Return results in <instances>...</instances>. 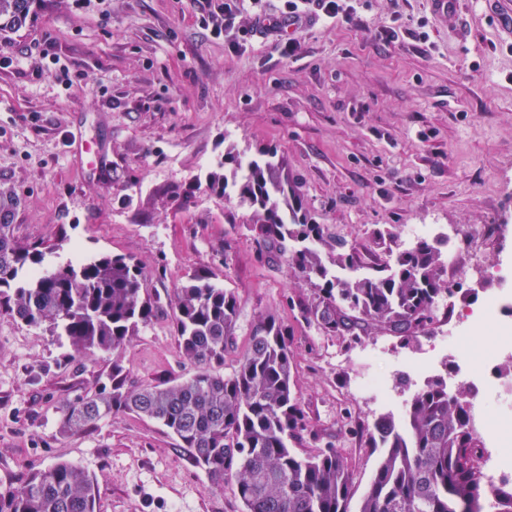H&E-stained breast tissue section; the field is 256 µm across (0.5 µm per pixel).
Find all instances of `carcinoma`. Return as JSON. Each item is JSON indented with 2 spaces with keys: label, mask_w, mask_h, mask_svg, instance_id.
I'll list each match as a JSON object with an SVG mask.
<instances>
[{
  "label": "carcinoma",
  "mask_w": 512,
  "mask_h": 512,
  "mask_svg": "<svg viewBox=\"0 0 512 512\" xmlns=\"http://www.w3.org/2000/svg\"><path fill=\"white\" fill-rule=\"evenodd\" d=\"M34 0H0V38L26 25ZM206 186L250 211L257 259L285 261L312 287L304 319L330 336L379 328L409 341L429 332L441 300L463 291L443 278L446 256L435 240L409 242L393 229L375 233L389 260L370 272L341 278L332 264L362 266L355 249L317 224L303 206L284 162L271 152L243 162L229 148ZM18 198L0 191V311L29 326L48 325L77 354H112L110 386L66 402L60 432L93 428L117 412L154 420L188 449L211 488L232 483L243 512H351L352 473L333 446L303 456L288 440L306 429L293 390V360L284 320L261 315L244 354L229 374L220 372L233 348L234 294L199 269L172 289L175 329L195 373L173 384L130 387L119 356L151 320V298L138 262L97 255L29 274L44 260L40 244H21L11 227ZM465 388L448 393L436 379L415 391L402 418L383 415L366 427L371 447L382 449L356 512H469L490 499L495 512H512V486L484 485L479 439L469 426ZM0 512H97L94 481L81 466L56 462L0 490Z\"/></svg>",
  "instance_id": "obj_1"
}]
</instances>
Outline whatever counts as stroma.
Masks as SVG:
<instances>
[{
	"mask_svg": "<svg viewBox=\"0 0 512 512\" xmlns=\"http://www.w3.org/2000/svg\"><path fill=\"white\" fill-rule=\"evenodd\" d=\"M355 8L351 24L314 17L288 60L266 37L246 36L236 51L213 38L204 0H37L5 43L15 63L0 68V186L20 199L15 238L53 244L44 267L78 251L144 266L157 309L121 356L133 386L193 374L168 293L195 269H212L237 298L225 371L258 315L282 317L307 421L295 448H339L362 488L377 453L356 429L381 410L355 386L358 358L376 346L423 357L433 335L405 344L376 328L357 340L320 334L299 309L310 285L285 262L258 263L248 210L201 182L226 148L246 161L271 149L314 220L364 265L385 261L373 232L392 224L479 230L487 267L511 260L512 0H460L450 25L430 0ZM54 58L67 82L48 72ZM167 187L192 190L190 205L161 203L155 193ZM468 256L459 244L447 279L471 294L439 307L438 329L496 286L460 276ZM111 370V355L76 354L0 312V488L66 460L95 477L99 512H242L156 422L120 413L60 433V406L97 391Z\"/></svg>",
	"mask_w": 512,
	"mask_h": 512,
	"instance_id": "35a3bbf8",
	"label": "stroma"
}]
</instances>
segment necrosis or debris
<instances>
[{
    "instance_id": "necrosis-or-debris-1",
    "label": "necrosis or debris",
    "mask_w": 512,
    "mask_h": 512,
    "mask_svg": "<svg viewBox=\"0 0 512 512\" xmlns=\"http://www.w3.org/2000/svg\"><path fill=\"white\" fill-rule=\"evenodd\" d=\"M490 276L497 281V289L477 313L466 314L436 337L434 359L421 365L406 356L391 364L379 351H367L361 358L363 372L357 379V389L383 404L395 405L389 389L392 370H405L419 377L435 368L436 357L447 351L454 353L452 382L473 387L469 411L481 444L478 465L487 483L499 487L512 485V375L498 371L501 361L512 359V261L491 271ZM487 333L494 334V343L481 360H474L465 351L466 341L471 335Z\"/></svg>"
}]
</instances>
